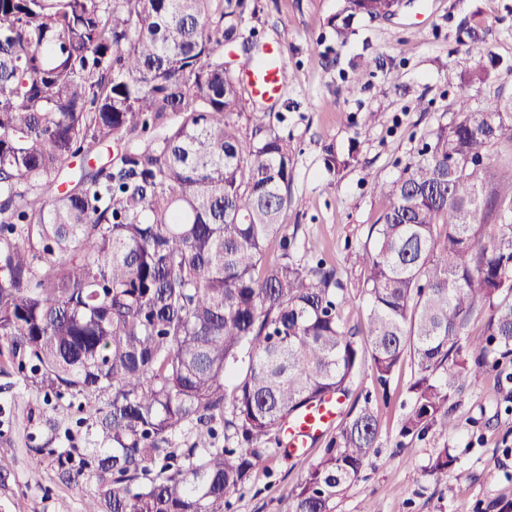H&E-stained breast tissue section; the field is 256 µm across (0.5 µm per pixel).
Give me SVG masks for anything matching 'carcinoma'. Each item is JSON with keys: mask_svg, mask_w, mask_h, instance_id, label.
Listing matches in <instances>:
<instances>
[{"mask_svg": "<svg viewBox=\"0 0 512 512\" xmlns=\"http://www.w3.org/2000/svg\"><path fill=\"white\" fill-rule=\"evenodd\" d=\"M398 0H344L386 18ZM246 0H0V363L80 410L107 445L86 512H232L254 472L289 454L285 427L332 397L341 423L288 492L333 512L372 463L380 421L351 385L370 358L387 390L406 357L399 447L453 432L463 389L512 368V97L429 134L389 183L354 253L356 298L323 258H297L295 149L273 129L243 144ZM478 65L448 84L483 85ZM106 161L88 160L102 147ZM355 156L328 151V173ZM277 254L269 258L271 245ZM480 333H468L471 322ZM109 394L104 406L88 398ZM187 428L193 441L179 443ZM224 433V445L217 444ZM59 477L83 468L56 448ZM454 462L443 448L427 474Z\"/></svg>", "mask_w": 512, "mask_h": 512, "instance_id": "1", "label": "carcinoma"}]
</instances>
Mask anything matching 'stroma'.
<instances>
[{"label": "stroma", "mask_w": 512, "mask_h": 512, "mask_svg": "<svg viewBox=\"0 0 512 512\" xmlns=\"http://www.w3.org/2000/svg\"><path fill=\"white\" fill-rule=\"evenodd\" d=\"M243 37L280 47L286 66L280 94L248 97L239 119L242 138L271 126L295 147L292 201L283 215L297 228L298 253L325 258L349 289L359 271L354 253L377 222L383 202L377 182L396 178L438 125L455 120V88L449 70L478 64L469 51L477 34L495 57L512 61V0H401L388 20L354 17L346 40L330 19L343 0H249ZM377 65L354 84L358 65ZM354 153L336 175L324 170L327 148ZM412 361H404L379 397L381 436L371 465L335 501L334 512H512V384L490 375L467 387L456 412L455 433L431 430L397 448L399 424L410 410ZM68 401L46 400L43 391L16 374L0 373V512H85L95 479L81 487L61 483L52 458L31 453L35 444L90 453L94 438L79 427ZM449 448L455 463L438 476L425 470L437 451ZM322 445L302 457L274 458L271 473H254L235 497L234 512H289L288 492Z\"/></svg>", "instance_id": "1"}]
</instances>
